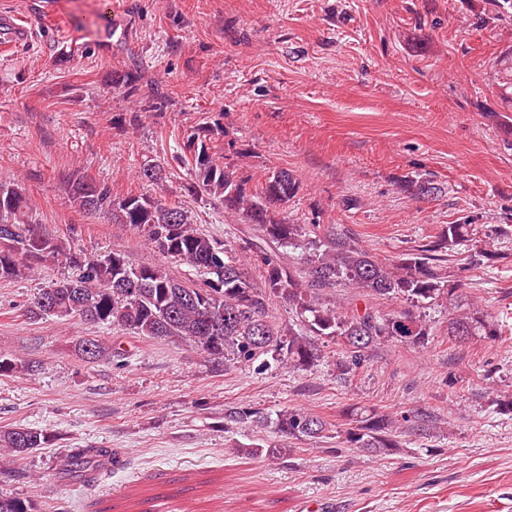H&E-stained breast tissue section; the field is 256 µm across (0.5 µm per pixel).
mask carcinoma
Segmentation results:
<instances>
[{
  "label": "carcinoma",
  "mask_w": 512,
  "mask_h": 512,
  "mask_svg": "<svg viewBox=\"0 0 512 512\" xmlns=\"http://www.w3.org/2000/svg\"><path fill=\"white\" fill-rule=\"evenodd\" d=\"M488 10L479 17L488 27L509 17L512 0H487ZM108 87L135 102L141 112H160L164 103L143 89L141 77L131 71H115ZM212 129L197 126L189 131L181 151L191 165L188 192L205 193L224 207L258 227L257 241H242L233 249L204 233L191 222L188 207L172 204L148 193L112 197L110 190L84 176L70 181L72 199L79 211L104 215L125 224L144 237L151 250L174 259L194 271L177 277L162 263L132 262L125 254L109 252L82 257L66 242L42 232L28 219L30 198L16 181H0V279H12L50 264L64 263L75 273L48 282L27 306L29 318H77L106 324L136 336L180 338L198 352L215 359L233 355L239 365L249 366L260 356L297 371H310L325 360L319 340L337 343L335 366L343 379L367 361V351L380 342L412 346L427 343L430 326L426 316L414 311L423 302L448 303V337H483L490 341L512 339V312L485 313L466 300L463 283L449 278L444 269L445 252L469 241L472 224H448L437 240L409 250L387 263L379 260L344 228L312 218L295 224L276 217L275 208L299 192L300 183L286 168L274 169L261 186L240 175L229 163H219L209 152ZM141 180L160 186L165 170L145 163ZM401 188L422 200L442 192L426 175L404 180ZM298 252L299 262H287L270 247ZM260 267L263 280L252 281L248 267ZM351 288L364 297L401 298L411 304L384 312L375 304L345 311L331 305L320 292ZM281 298L295 310L297 328L283 331L269 315V300ZM78 352L91 363L112 360V347L94 337H84ZM350 428L336 431L344 448H357L376 456H389L402 447L403 429L428 435L437 420L417 410L395 415L380 414L365 406L344 412ZM273 426L288 440L329 437L334 425L304 408H287L271 417L260 408L227 406L224 428ZM51 442L49 435L15 426L0 430V451L21 457ZM237 453L280 459L291 449L238 445ZM118 459L110 448H73L62 461L59 475L66 481L90 483L112 471ZM0 512H34L31 501L0 497Z\"/></svg>",
  "instance_id": "carcinoma-1"
}]
</instances>
